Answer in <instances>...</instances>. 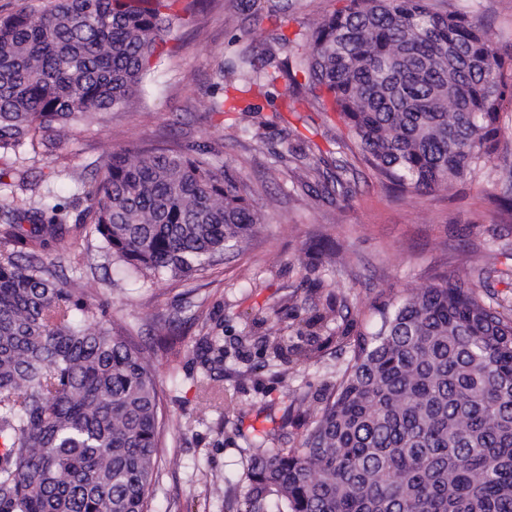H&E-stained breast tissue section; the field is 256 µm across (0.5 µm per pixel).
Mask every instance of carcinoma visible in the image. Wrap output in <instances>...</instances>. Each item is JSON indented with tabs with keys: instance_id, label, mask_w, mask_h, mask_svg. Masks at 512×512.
Returning a JSON list of instances; mask_svg holds the SVG:
<instances>
[{
	"instance_id": "cac0c4a2",
	"label": "carcinoma",
	"mask_w": 512,
	"mask_h": 512,
	"mask_svg": "<svg viewBox=\"0 0 512 512\" xmlns=\"http://www.w3.org/2000/svg\"><path fill=\"white\" fill-rule=\"evenodd\" d=\"M200 0H22L0 13V160L49 159L77 125L133 106L175 24ZM280 41L310 102L335 112L360 160L400 192L467 180L512 137V53L431 0H346ZM250 67L245 92L261 88ZM58 206L0 195V512H151L164 448L155 370L88 302L82 277L43 254L91 231L129 275L187 278L262 218L247 186L199 144L130 143ZM347 168L324 175L349 194ZM327 301L288 336L262 337L263 366L348 354L316 396L306 433L251 456L242 512H512V316L485 303L473 268L385 297L359 329ZM335 324L324 341L322 332ZM199 391L217 406L224 343L198 339Z\"/></svg>"
}]
</instances>
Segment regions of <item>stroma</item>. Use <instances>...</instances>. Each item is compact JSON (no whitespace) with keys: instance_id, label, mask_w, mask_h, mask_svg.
<instances>
[{"instance_id":"stroma-1","label":"stroma","mask_w":512,"mask_h":512,"mask_svg":"<svg viewBox=\"0 0 512 512\" xmlns=\"http://www.w3.org/2000/svg\"><path fill=\"white\" fill-rule=\"evenodd\" d=\"M344 0H205L189 22L176 27L164 46L162 62L130 112H117L100 126L81 127L61 143L54 164L26 156L16 164L24 185L16 197L37 206L48 191L59 195L64 223H73L70 203L90 181L93 160H105L132 141L207 143L220 152L228 176L254 187L253 204L264 217L243 250L225 251L206 272L185 281L167 278L150 284L127 277L105 259L96 236L90 249L57 256L68 275L96 264L99 283L91 294L115 324L135 328L136 342L155 368L166 416L167 453L177 463L161 461L153 488V512H239L250 488L249 458L260 432L286 429L297 439L307 429L304 417L289 413L293 395H316L332 381L340 365L328 352L307 367H285L281 376L259 369L251 321L266 317L264 333L274 334L293 322L295 308L321 307L326 297L348 299V321L364 325L370 302L379 295L425 288L441 272L472 260L475 278L487 285L484 297L512 308V284L503 278L512 268V214L495 197L512 174V139L475 183L425 195H398L372 172L354 164L352 195L342 200L315 195L306 168L281 174L275 153L287 146L319 147L333 159L352 162L351 141L335 113L319 112L306 102L296 105L287 123L277 112L292 95L284 76L251 93V112H214L223 98L215 72L248 52L274 63L291 55L279 34L304 33ZM441 10H467L481 23L494 47L512 48V0H435ZM275 8L277 25L255 26L257 8ZM336 245V259L317 256L310 243ZM179 322L180 354L155 355L156 335L165 320ZM224 340V395L234 412L205 407L198 394L203 372L195 356L201 334ZM223 493H215L216 484Z\"/></svg>"}]
</instances>
